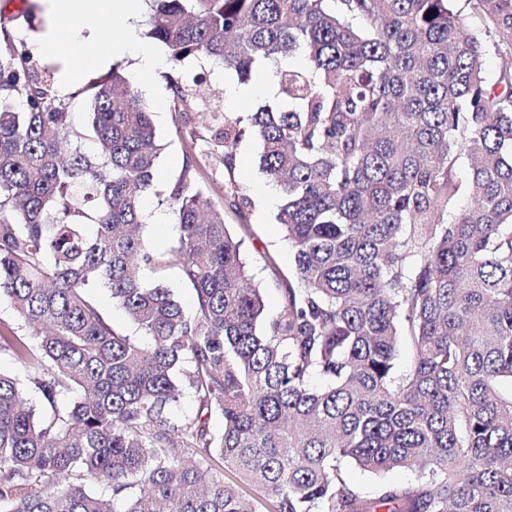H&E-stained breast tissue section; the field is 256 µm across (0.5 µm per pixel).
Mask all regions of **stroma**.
Listing matches in <instances>:
<instances>
[{
	"label": "stroma",
	"instance_id": "obj_1",
	"mask_svg": "<svg viewBox=\"0 0 512 512\" xmlns=\"http://www.w3.org/2000/svg\"><path fill=\"white\" fill-rule=\"evenodd\" d=\"M31 11L24 26L14 29L15 37L26 39L31 49H38L39 39L46 31H59L66 26V19L50 13L48 0H24ZM152 51L163 63L153 73L143 76L137 70L135 58L125 56L119 64L135 82L140 95L153 114V123L162 146L155 169V180L159 188L168 187L179 175L184 154L190 148L205 150L202 140L210 125L212 110H220L229 116H243L260 107L274 104L275 95L256 99H234L228 94L229 87L238 85L235 74L212 69L202 100L197 101L191 111L190 121H183L175 112L167 78L172 72L168 52L160 44H152ZM234 152L236 163L232 171H225L220 163L219 152L205 158L199 170L203 189L213 203L224 209V221L230 233L242 242V253L249 273L260 287L268 313H277L284 297L277 288L280 276L288 274L294 267V250L276 216L281 205L279 188L271 187L259 171L261 145L257 140L246 139L238 143ZM243 193L253 201L251 207L236 210L230 201L234 193ZM143 207L150 218L146 235L155 250L164 252L177 247L179 228L175 216L164 197L147 196Z\"/></svg>",
	"mask_w": 512,
	"mask_h": 512
}]
</instances>
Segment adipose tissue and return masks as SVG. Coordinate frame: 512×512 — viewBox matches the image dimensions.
Segmentation results:
<instances>
[{
	"instance_id": "obj_1",
	"label": "adipose tissue",
	"mask_w": 512,
	"mask_h": 512,
	"mask_svg": "<svg viewBox=\"0 0 512 512\" xmlns=\"http://www.w3.org/2000/svg\"><path fill=\"white\" fill-rule=\"evenodd\" d=\"M50 7L54 14L69 19L79 32L85 33L86 43L92 46L87 62L98 65L108 63L116 56H131L137 59L139 71L143 74L159 65V57L142 44L137 27L131 23L138 13L139 0H50ZM112 19L124 21L121 35L108 42H100L102 22ZM84 63L64 60L60 75L63 88H70L81 81Z\"/></svg>"
}]
</instances>
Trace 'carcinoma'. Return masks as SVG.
I'll return each mask as SVG.
<instances>
[{
  "mask_svg": "<svg viewBox=\"0 0 512 512\" xmlns=\"http://www.w3.org/2000/svg\"><path fill=\"white\" fill-rule=\"evenodd\" d=\"M146 2L186 119L196 62L242 81L305 53L277 71L276 106L210 128L228 172L239 141L261 144L295 268L268 314L195 151L165 193L179 244L153 250L159 145L132 80L89 79L76 128L60 65L0 20V299L31 331L0 352L43 406L0 372V512H512V0ZM185 388L198 409L177 417ZM208 460L234 479L205 478ZM347 462L418 480L364 498ZM165 282L184 310L192 313L196 308V295L185 283L181 272L178 269L170 270L165 277ZM99 308L110 324L126 333H136L135 327L129 322L124 310L112 302L110 294L104 289H94Z\"/></svg>",
  "mask_w": 512,
  "mask_h": 512,
  "instance_id": "obj_1",
  "label": "carcinoma"
}]
</instances>
